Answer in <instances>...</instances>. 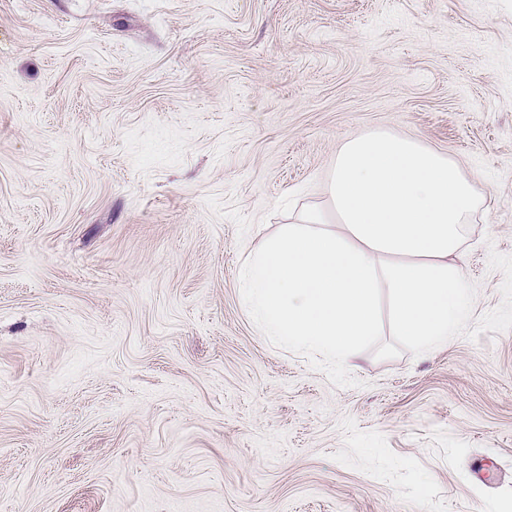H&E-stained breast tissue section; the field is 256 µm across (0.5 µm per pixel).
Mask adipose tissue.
<instances>
[{
  "mask_svg": "<svg viewBox=\"0 0 512 512\" xmlns=\"http://www.w3.org/2000/svg\"><path fill=\"white\" fill-rule=\"evenodd\" d=\"M482 205L450 157L394 131L356 134L336 153L324 203L252 249L240 300L276 344L335 361L377 334L382 294L395 335L447 344L471 302L463 244Z\"/></svg>",
  "mask_w": 512,
  "mask_h": 512,
  "instance_id": "obj_1",
  "label": "adipose tissue"
}]
</instances>
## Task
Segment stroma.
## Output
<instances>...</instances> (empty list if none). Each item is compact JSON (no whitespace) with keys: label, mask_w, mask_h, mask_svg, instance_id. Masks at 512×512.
I'll use <instances>...</instances> for the list:
<instances>
[{"label":"stroma","mask_w":512,"mask_h":512,"mask_svg":"<svg viewBox=\"0 0 512 512\" xmlns=\"http://www.w3.org/2000/svg\"><path fill=\"white\" fill-rule=\"evenodd\" d=\"M368 130L488 216L447 345L333 365L238 272ZM0 512H512V0H0Z\"/></svg>","instance_id":"obj_1"}]
</instances>
